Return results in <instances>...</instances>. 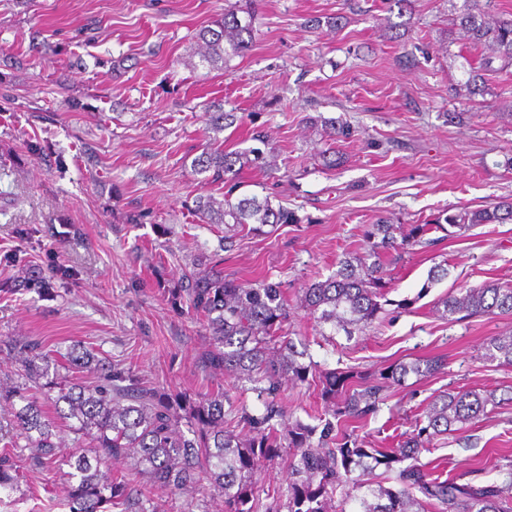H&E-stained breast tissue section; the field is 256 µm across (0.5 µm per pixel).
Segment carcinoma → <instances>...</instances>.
I'll use <instances>...</instances> for the list:
<instances>
[{"mask_svg": "<svg viewBox=\"0 0 512 512\" xmlns=\"http://www.w3.org/2000/svg\"><path fill=\"white\" fill-rule=\"evenodd\" d=\"M494 0H463L453 22L469 44L483 54L477 65H469L464 83L469 101L485 94L486 76L512 67V18L487 19ZM251 21H242L237 8L201 28L195 35L200 63L229 70L232 58L244 54L253 42ZM207 122L217 134L241 127L244 114L224 110V102L203 104ZM327 136L345 141L355 136L347 124L331 121ZM249 140L257 147L227 150L208 147L191 161L192 172L203 185H221L223 200L210 195L195 198V211L207 224H222L224 248H230L229 233L248 224H299L293 209L275 206L269 197H233L238 169L276 167L275 148L259 128ZM455 237L479 224H512V200L477 209L443 213L432 222L411 224L395 236L392 224H371L364 230L365 252L347 256L337 263L328 278L305 288L302 304L317 323L348 336L362 333L378 318L390 280L384 258L401 255L422 243L431 224ZM224 258L216 254L199 261L200 268L187 284L167 289L168 300L177 307L186 301L202 317L210 344L198 357L200 368L219 369L229 379L250 385L264 399V413L253 415L241 408L238 423L248 428L240 438L224 427V392L171 393L147 387L118 364L109 365L91 350L73 346L61 355L67 370L83 378L58 377V360L35 340H0V347L25 372L27 380L40 389L36 395L24 386H0V402L12 410L9 429L24 439L25 448L40 465L58 462L61 445L58 422L78 436L93 441L94 448L72 449L63 459L68 470L60 475L59 501L67 512H159L155 497L174 494L195 485L224 499V512H254L259 494L270 490L259 485L265 468L286 450L290 458L288 512H330L336 494V476L344 472L346 482L357 492L361 512H419L430 506L438 512H512V471L502 483L459 484L445 479L436 467L420 462L422 452L437 437L474 425L500 406L493 392L447 390L437 395L429 408L414 421V431L395 448L366 449L358 445L348 424L377 411L385 390L402 385L408 377H430L447 365L437 355L399 361L386 367L377 378L349 372H329L319 377L320 396L329 408L318 444L316 428L298 420L291 422L277 402L285 381L305 383L315 372L313 364L299 361L304 353L281 335L288 307L278 283L264 281L244 285L224 276ZM47 279L23 276L0 283V291L46 292ZM448 315L460 319L512 315V287L494 281L479 287H459L441 300ZM484 361L512 367V333L491 337L484 346ZM50 401L55 415L44 409ZM186 420L187 430L179 427ZM0 458V505H7L17 490L10 459L18 448L3 449ZM391 466L410 461L401 468L398 487L374 482L366 459ZM130 459L144 478L131 490L124 481L112 479L109 466Z\"/></svg>", "mask_w": 512, "mask_h": 512, "instance_id": "carcinoma-1", "label": "carcinoma"}]
</instances>
